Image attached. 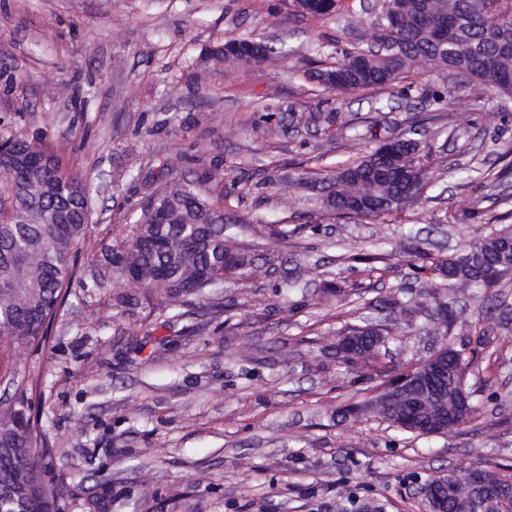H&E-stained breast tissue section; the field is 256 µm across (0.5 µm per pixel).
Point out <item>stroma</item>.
I'll list each match as a JSON object with an SVG mask.
<instances>
[{"instance_id": "obj_1", "label": "stroma", "mask_w": 512, "mask_h": 512, "mask_svg": "<svg viewBox=\"0 0 512 512\" xmlns=\"http://www.w3.org/2000/svg\"><path fill=\"white\" fill-rule=\"evenodd\" d=\"M380 13L381 0H342L324 18L290 0H0V138L23 133L89 187L84 278L168 161L220 167L208 189L255 255L254 272L210 298L119 308L131 285L73 286L45 349L0 355L38 382L29 397L63 512H86L90 497L106 512H424L417 490L432 476L512 471V280L447 297L455 343L477 348L478 315L490 343L467 376L479 407L469 424L418 436L343 413L444 343L426 296L399 321L372 312L389 332L377 361L342 364L338 334L358 324L362 298L417 286L419 266L512 215V176L497 177L512 94L478 98L456 72L422 65L363 92L309 80ZM232 37L277 52L253 65L210 59ZM445 90L454 107L435 103ZM410 125L436 176L417 205L357 223L289 196V178L349 163ZM364 252L383 257L381 271L354 262ZM338 275L362 295L326 298ZM293 276L300 287L285 290Z\"/></svg>"}]
</instances>
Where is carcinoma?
<instances>
[{
  "mask_svg": "<svg viewBox=\"0 0 512 512\" xmlns=\"http://www.w3.org/2000/svg\"><path fill=\"white\" fill-rule=\"evenodd\" d=\"M340 0H311L308 14L329 16ZM397 24L385 22L370 38H393L405 44L395 58L370 57L360 49L342 52L336 65L315 71L310 78L338 91L391 86L408 69L427 62L454 70L481 89L512 90V0L502 3L501 21H490L494 0H392ZM435 11L448 21L450 43L441 49ZM272 50L262 41L230 38L210 51L220 61L235 59L260 64ZM411 128L392 138L397 150L383 152L377 144L366 156L328 170L323 178L335 186L334 194L345 206L362 201L373 204L389 199L381 212H340L312 194L320 209L347 218L373 219L400 211L420 198L430 180L419 164L421 154L411 150ZM12 153L24 159L43 158L47 163L29 168L16 163L0 168V350L14 345L42 347L49 330L61 315L78 276L81 245L86 240L90 215L88 190L77 174L64 168L62 159L17 133L4 139ZM403 170L416 185L408 193L385 174ZM209 177H186L179 169L147 194L128 233L117 247L103 250L101 266L116 284L123 283L128 267L144 274V296L203 297L224 285V276L253 264L254 258L224 233V212L206 188ZM512 239V225L492 228L469 246L494 257L500 242ZM424 283L442 288L498 287L479 280L459 257L439 259L421 266ZM16 396L0 411V512H59L61 493L45 477L44 459L49 449L38 417L32 415L26 378L6 371Z\"/></svg>",
  "mask_w": 512,
  "mask_h": 512,
  "instance_id": "1",
  "label": "carcinoma"
}]
</instances>
